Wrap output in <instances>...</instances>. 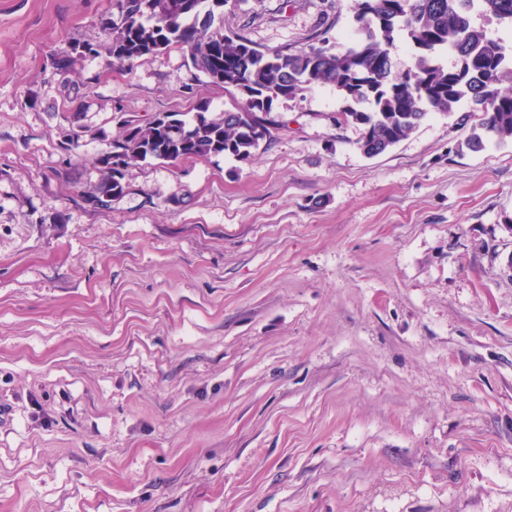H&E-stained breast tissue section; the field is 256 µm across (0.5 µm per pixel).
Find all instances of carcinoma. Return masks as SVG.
Wrapping results in <instances>:
<instances>
[{
  "mask_svg": "<svg viewBox=\"0 0 512 512\" xmlns=\"http://www.w3.org/2000/svg\"><path fill=\"white\" fill-rule=\"evenodd\" d=\"M226 3L116 0L117 13L100 22L110 33L108 43L78 41L54 56V70L66 77L79 62L103 51L112 65L124 68L145 56L179 50L190 68L232 100V108L217 114L203 102L189 120L174 114L171 123L160 117L123 121L112 149L96 158L103 176L82 196L87 206L112 208L128 190L125 170L139 162L173 164L218 154L249 161L271 137L274 102L316 85L332 86L347 102L342 116L362 127L357 147L366 156L392 148L428 114L451 116L464 105L480 113L478 127L464 142L468 150L512 142V54L502 39L470 21L476 9L512 20V0H354L346 44L336 47L320 35L300 49L273 50L224 31L219 22ZM399 39L409 44L414 59L403 71L392 56ZM448 53L458 58L453 67L443 63ZM218 72L224 74L221 83L214 80ZM61 119V143L69 150L79 148L87 133L81 113L69 110Z\"/></svg>",
  "mask_w": 512,
  "mask_h": 512,
  "instance_id": "obj_1",
  "label": "carcinoma"
}]
</instances>
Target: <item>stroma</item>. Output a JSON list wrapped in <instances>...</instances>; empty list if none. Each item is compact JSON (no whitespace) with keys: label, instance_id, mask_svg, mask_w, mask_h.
I'll return each instance as SVG.
<instances>
[{"label":"stroma","instance_id":"1","mask_svg":"<svg viewBox=\"0 0 512 512\" xmlns=\"http://www.w3.org/2000/svg\"><path fill=\"white\" fill-rule=\"evenodd\" d=\"M353 0H230L259 47L346 39ZM113 0H0V512H512V142L434 112L357 148L330 88L271 138L129 167L119 119L230 107L181 52L77 65ZM60 117L63 122L66 123L62 125L63 129L69 132L66 134L62 133L61 143L66 145L68 150L79 148L80 139L88 132L86 127L81 123V113L67 110V112H62Z\"/></svg>","mask_w":512,"mask_h":512}]
</instances>
